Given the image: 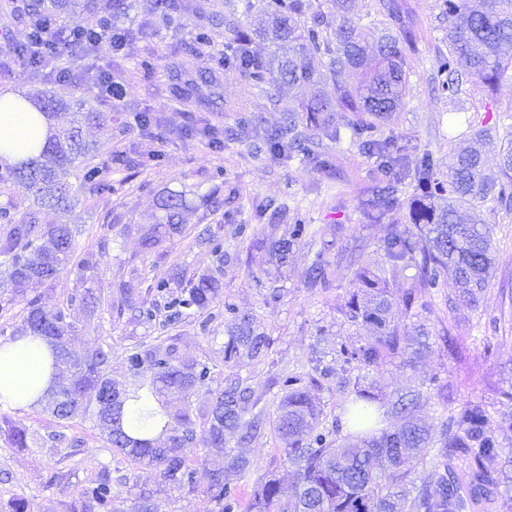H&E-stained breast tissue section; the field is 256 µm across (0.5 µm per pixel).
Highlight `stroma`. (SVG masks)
Listing matches in <instances>:
<instances>
[{
  "label": "stroma",
  "instance_id": "1",
  "mask_svg": "<svg viewBox=\"0 0 512 512\" xmlns=\"http://www.w3.org/2000/svg\"><path fill=\"white\" fill-rule=\"evenodd\" d=\"M409 31L402 45L410 72L409 90L400 111L370 131H358L362 116L344 113L340 137L324 140L315 157L276 158L270 151H255L258 134L249 118L258 116L263 127L281 120L272 97L294 103L296 90L280 85L265 91L238 71L218 65L213 46L198 40L199 22L188 18L180 30L146 27L145 0H124L125 9L116 24L130 30L123 48L102 40L79 82L48 81L47 90L64 99H84L89 105L112 114V132L84 129L86 139L102 145V161L110 165L112 191L96 197L80 190L78 174L69 180L77 201L69 211L44 208V224H77L82 233L75 240L77 253H96L102 287L101 306L80 316L83 341L112 349V377L124 380V355L139 342L159 343L177 337L184 357L205 361L215 381L229 372L252 377L263 391V402L276 411L279 387L268 386L275 373L296 367L329 371L318 396L326 411L341 415L343 397L336 376L344 366L341 350L352 344L353 327L345 324L339 309L353 289L357 267L377 268L384 256L379 248L387 223H404L412 194L411 177L423 159H430L435 172L448 167V154L470 127L512 123V81L504 80L496 90L468 85L453 96L441 83L447 73L448 24L443 0H398ZM185 59L192 77L210 72L219 78L218 96L204 94L192 111H180L169 91L168 65ZM111 73L126 91L118 106L98 98L88 88L98 72ZM153 118L149 127L139 125L136 115ZM223 129L226 138L220 150L210 148L203 128ZM392 139L402 159L403 175L399 205L388 221L364 218L362 203L378 182L374 158L363 150V139ZM173 191L184 193L188 208L183 213L186 236H176L162 253L145 252L137 234L124 233L128 224H150L157 203ZM224 199L225 205L211 211L208 194ZM266 214H257L256 205ZM482 217L492 229L496 265L492 284L477 305L456 313L449 346L411 367H392L377 373L367 371L379 393L401 394L417 387L428 388L432 400L422 411L429 423H437L448 411L466 403L485 404L504 460L512 461V426L502 417L512 412V403L500 392L512 383V210L490 201ZM223 239L226 257L214 268L202 232ZM295 236L288 263H267L270 240ZM323 256L334 273L326 286L309 287L305 272L315 256ZM182 269L186 278L215 272L224 285L223 300L238 311L251 313L274 340L263 362L239 358L227 363L221 352L223 324L203 334L196 319L188 318L165 328L159 324L131 322V308L121 305L119 293L110 283L134 274V287L147 294L172 269ZM0 415L24 422L38 433L35 447L20 451L0 441V500L25 498L27 512H63L66 503L78 498L85 482L102 467L124 466L139 487L154 489L160 481L156 469L124 464L114 455L88 421L60 423L42 406L13 409L0 406ZM81 440L78 469L61 487L48 486L51 473L61 466L60 448L51 442L54 434Z\"/></svg>",
  "mask_w": 512,
  "mask_h": 512
}]
</instances>
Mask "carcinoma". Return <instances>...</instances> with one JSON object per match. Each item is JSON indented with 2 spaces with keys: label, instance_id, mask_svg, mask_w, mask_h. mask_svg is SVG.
<instances>
[{
  "label": "carcinoma",
  "instance_id": "cac0c4a2",
  "mask_svg": "<svg viewBox=\"0 0 512 512\" xmlns=\"http://www.w3.org/2000/svg\"><path fill=\"white\" fill-rule=\"evenodd\" d=\"M340 14L331 38L321 37L325 26L312 0H269V21L261 36L282 50L276 68L254 56L247 35L230 18L224 31L233 51L232 64L241 73L263 84H287L314 93L301 103L307 113L305 129H299L297 110H284L281 122L267 132L270 149L288 157L310 155L322 138H339V113L362 112L371 118L372 129L390 112L402 108L408 89L409 70L401 43L405 32L370 31L351 15V0H336ZM11 8L28 29V47L40 49L28 81L41 84L62 71L60 61L75 65L94 52L107 32L121 0H11ZM182 10L176 0H151L149 12L161 22ZM448 18V74L442 87L452 94L467 83L491 87L512 79V0H445ZM82 12L102 14L101 28L80 33L63 28L64 15ZM321 53L328 61L319 66ZM37 111L50 122V135L40 154L14 165L0 163V194L14 188L33 197V207L23 213L11 201L0 203V267L16 293L25 301L24 315L16 327L21 336H40L53 348L58 368L69 376L58 379L45 396V411L59 422L89 418L110 448L124 460L158 470L162 484L184 496L202 495L213 504L208 512H235L240 482L253 479L248 512H492L500 485L512 481L501 460V450L488 430V411L482 403L469 402L436 425L417 418L430 396L420 390L400 395L388 411L399 426H372V405L380 401L375 387L361 383L362 376H346L339 388L353 398L342 414L355 423L356 439L338 437L339 419L327 421V413L311 395L319 380L309 372L292 371L272 379L284 396L279 412L270 417L261 406L262 395L250 378L229 373L212 391L211 405L197 410L193 392L212 382L211 368L202 361H185L172 338L159 344H137L125 355L128 378L112 379V350L98 346L83 352L74 349L80 313L98 307L90 272L97 268L91 254L75 255L79 228L72 224H42L39 209L71 208L74 202L67 177L78 162L85 163L82 188L91 195H105L112 184L105 170L91 164L99 145L82 135V124L104 127L112 113L83 110L85 102L69 104L43 90L32 93ZM498 139L493 129H478L465 137L448 155L446 181H434V170L425 161L415 170L416 194L408 203V223L389 224L381 248L390 270L400 265L417 270L411 288H390L386 270L360 268L354 273V290L341 308L352 326H366L372 334L341 350L349 371L382 369L400 361L413 363L434 353L432 332L416 311L428 289L439 279L456 285L448 309L474 304L489 288L495 265L489 227L479 218L485 202L495 200L512 208V140L500 146L499 175L486 173L484 147ZM366 153L379 159L389 186L364 203V215L375 221L392 211L398 202L391 177L400 157L391 152L388 139L363 142ZM448 191L444 205L435 204L433 191ZM186 208L185 195L171 193L162 199L156 223L137 228L141 245L148 251L185 231L179 216ZM294 239L271 241L268 261L282 266ZM64 271L73 272L83 286L78 299L48 307L39 289ZM310 286L328 280V264L315 261L306 271ZM164 304L143 300L136 320L174 324L192 314L201 318L207 331L218 314L214 304L223 294L216 277L202 274L183 280L176 272L154 286ZM228 314V338L223 358L228 363L241 355L261 362L273 341L258 331L253 318L224 306ZM148 389L167 418L164 442L128 435L123 427L124 406L139 401ZM282 444L280 459L291 468L295 481L283 488L277 469H261L243 448L265 430ZM0 438L11 448H31L38 438L22 422L0 417ZM236 439V447L226 440ZM196 459L219 456L223 465L207 471L206 484L197 480ZM130 477L112 479L104 469L83 486L64 512H160L155 491L123 492L113 484L126 485Z\"/></svg>",
  "mask_w": 512,
  "mask_h": 512
}]
</instances>
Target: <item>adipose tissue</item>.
I'll return each mask as SVG.
<instances>
[{
    "instance_id": "obj_1",
    "label": "adipose tissue",
    "mask_w": 512,
    "mask_h": 512,
    "mask_svg": "<svg viewBox=\"0 0 512 512\" xmlns=\"http://www.w3.org/2000/svg\"><path fill=\"white\" fill-rule=\"evenodd\" d=\"M47 136L38 112L0 108V159L17 162L36 153ZM54 355L37 336H18L0 344V404L14 408L37 405L56 380Z\"/></svg>"
}]
</instances>
